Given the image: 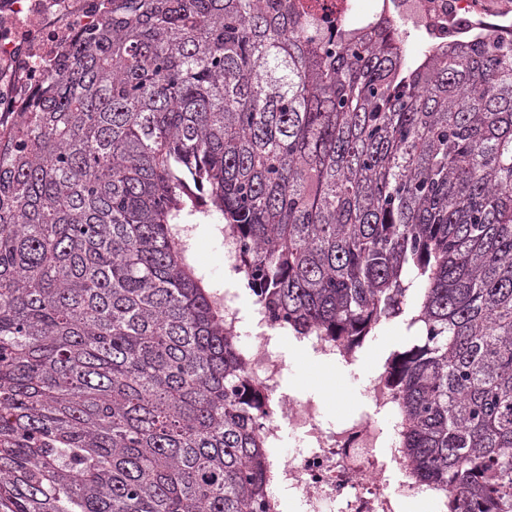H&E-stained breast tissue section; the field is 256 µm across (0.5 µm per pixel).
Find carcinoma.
<instances>
[{"label":"carcinoma","instance_id":"obj_1","mask_svg":"<svg viewBox=\"0 0 512 512\" xmlns=\"http://www.w3.org/2000/svg\"><path fill=\"white\" fill-rule=\"evenodd\" d=\"M101 8L0 149V512H272L266 396L179 238L205 199L294 335L406 325L412 479L512 512V34Z\"/></svg>","mask_w":512,"mask_h":512}]
</instances>
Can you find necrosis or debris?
Listing matches in <instances>:
<instances>
[{"instance_id":"1","label":"necrosis or debris","mask_w":512,"mask_h":512,"mask_svg":"<svg viewBox=\"0 0 512 512\" xmlns=\"http://www.w3.org/2000/svg\"><path fill=\"white\" fill-rule=\"evenodd\" d=\"M318 25L340 20L357 26L382 13L403 20L427 44H444L482 36L486 31L512 32V0H305ZM100 0H0V132L17 122L27 98L56 68L74 38L93 29ZM260 331L247 351L249 377L272 399L263 418L268 446H277L282 426L298 431L305 443L290 458H275L274 481L280 497L275 512L292 503L297 512H400L409 496L433 501L434 489L407 479L409 464L398 452L393 415L394 395L380 378L363 389L375 413L324 424L312 399L280 394L285 368L270 347V332L287 333V324L257 313ZM390 456H382V449Z\"/></svg>"}]
</instances>
